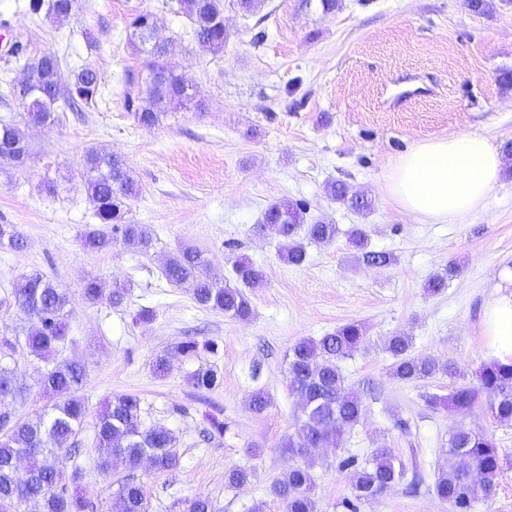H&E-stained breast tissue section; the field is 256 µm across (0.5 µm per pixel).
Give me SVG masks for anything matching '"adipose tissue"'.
I'll return each instance as SVG.
<instances>
[{"label":"adipose tissue","instance_id":"1","mask_svg":"<svg viewBox=\"0 0 512 512\" xmlns=\"http://www.w3.org/2000/svg\"><path fill=\"white\" fill-rule=\"evenodd\" d=\"M502 160L479 134H452L412 146L390 165L387 189L424 221L453 223L478 212L495 190ZM492 361L512 363V292L484 311Z\"/></svg>","mask_w":512,"mask_h":512}]
</instances>
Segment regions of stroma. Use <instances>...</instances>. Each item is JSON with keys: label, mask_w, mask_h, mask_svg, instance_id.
I'll list each match as a JSON object with an SVG mask.
<instances>
[{"label": "stroma", "mask_w": 512, "mask_h": 512, "mask_svg": "<svg viewBox=\"0 0 512 512\" xmlns=\"http://www.w3.org/2000/svg\"><path fill=\"white\" fill-rule=\"evenodd\" d=\"M175 0H77L64 21L30 19L25 0H0V121L22 122L10 95L23 72L8 52L19 41L30 57L59 60L60 84L77 67H95L103 83L97 105L65 111L51 126L27 130L29 159L17 168L0 160V224L18 225L27 245L0 249V338L13 337L21 315L11 295L20 275L39 271L71 299L68 341L62 357L84 361L82 395L87 416L78 443L57 459L76 485L87 512H111L127 478L143 484L149 512H186L188 502L209 497L216 512H283L270 492L290 460L282 445L300 410L288 390V351L298 340L318 338L357 322L369 346L340 364L346 385L359 392L364 412L341 447L318 449L312 459L319 512H350L353 456L369 459L391 448L406 477H421L417 493L398 484L357 512H450L434 492L448 436L458 425L488 431L508 462L492 500L474 512H512V424L492 420L484 404L451 414L426 406L427 394L448 395L445 376L400 382L390 375L381 345L388 336L413 339L414 354L452 361L473 381L488 359L483 312L512 283V175H502L484 208L452 224L420 221L388 194V164L414 144L455 133H476L493 146L512 143V0H489L486 14L464 0H337L326 12L320 0H262L255 12L224 0L227 40L223 52L203 47ZM157 19L158 35L173 44L172 60L193 85L187 107L169 112L158 126L137 125L123 105L126 90L145 89L149 71L129 40L136 14ZM123 156L140 186L130 219L146 225L150 254L122 243L85 252L80 235L96 224V208L78 176L86 149ZM371 199L358 212L331 201L328 182ZM54 190H47V183ZM304 206L305 223L336 225L333 243L309 244L307 260L293 266L279 255L274 229L256 226L272 203ZM366 225L371 249L394 261L369 267L355 257L346 232ZM200 249L219 278L230 277L236 257L261 265L266 278L248 289L250 320L201 308L161 275L163 256L178 247ZM457 273L437 295L426 282L448 265ZM104 286H129L122 305L82 298L87 275ZM155 312L152 322L136 317ZM215 341L218 354H177L184 341ZM171 365L156 375V355ZM25 400L9 402L19 418L49 412L53 404L37 380L46 367L22 347L10 362ZM216 368L218 387L186 384L188 372ZM264 391L268 408L254 413L249 395ZM121 394L140 397L145 426L173 430L177 469L157 473L115 464L98 471L94 434L103 402ZM224 423L211 433L209 417ZM408 423L396 427L397 419ZM255 468L250 483L231 487L230 467Z\"/></svg>", "instance_id": "obj_1"}]
</instances>
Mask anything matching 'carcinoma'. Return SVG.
Instances as JSON below:
<instances>
[{"label":"carcinoma","mask_w":512,"mask_h":512,"mask_svg":"<svg viewBox=\"0 0 512 512\" xmlns=\"http://www.w3.org/2000/svg\"><path fill=\"white\" fill-rule=\"evenodd\" d=\"M71 0H28L33 16L41 12L57 20L68 18ZM180 11L192 24L194 38L213 52L224 50L227 38L224 29V0H177ZM150 14L140 13L129 21L130 40L139 53L147 57L150 81L146 90L124 96V107L137 125L151 128L168 112L182 108L191 101L189 81L173 65L168 44L155 37ZM17 63L31 71L32 81L25 103L26 125H51L62 107L82 112L97 104L101 95L98 71L88 65L78 68L71 76L67 89L60 88L59 62L51 52L29 60L26 49L16 48ZM29 147L25 130L15 123H0V158L19 167L26 162ZM79 176L86 192L96 204L99 223L81 237L83 249L95 253L121 241L141 253L154 249L153 237L143 224L129 218L130 201L140 193L130 167L121 157L97 148L86 150ZM328 195L349 207L365 211L371 204L362 197L348 195L347 187L332 182ZM261 223L275 224L282 238L281 258L290 265L300 266L307 258L306 242L330 244L336 238L334 224L303 223L301 207L289 202H276L263 213ZM348 241L358 258L370 266H386L392 256L385 251L369 248L366 230L356 225L348 231ZM0 247L21 249L23 234L15 224H0ZM166 281L185 289L203 308L222 313L233 319L247 320L252 315L246 289L265 278L264 269L245 257L234 261L231 278L219 280L210 275L203 254L192 247L177 249L162 261ZM128 286L114 283L104 293L96 277L84 281L82 296L95 304L108 298L120 305ZM12 296L23 316L24 337L0 341V358L11 357L15 346L24 344L38 359L53 360L38 379L42 392L55 399L51 411L36 419L22 420L9 412L0 411V512H19L21 506L31 512H85L86 502L71 493L63 472L54 460L74 444L81 432L87 407L81 391L87 380L86 365L56 355L63 349L69 332V295L38 271L23 274L12 285ZM368 345L364 327L356 322L345 324L319 339H301L288 352V388L299 400L302 418L294 434L288 436L285 447L294 463L274 479L270 489L280 500L284 512H317L314 498L315 480L308 459L324 445L340 447L346 435L358 425L363 413L361 397L345 387L339 363L351 358ZM213 355L218 345L213 341L182 342L176 351L194 355L199 350ZM383 352L391 359L390 375L401 382H417L437 374L451 379L459 371L451 361L412 353V337L394 335L387 339ZM218 382L217 372L200 369L187 375V384L194 388H212ZM12 368L0 362V405L22 395ZM487 395V410L493 420L512 423V364L495 362L482 365L475 382L460 385L446 396L428 394L425 403L435 409L443 407L450 413H461ZM99 470L107 474L116 462L129 469L140 467L143 459L152 461L155 471L168 472L178 467L175 451L177 437L165 427L146 428L142 422L141 400L125 394L108 402L101 410L96 425ZM29 451L34 452L30 468L22 473L16 461ZM447 465L438 468L434 490L438 498L448 503L452 512H472L474 504L490 500L496 492V480L503 470V458L492 435L465 426L453 429L445 451ZM405 469L391 449H375L370 460L356 465L352 478V495L358 502L368 501L393 485L403 481ZM256 477L249 467L235 466L225 472V481L240 486ZM112 512H148L143 485L134 481L122 483L113 498Z\"/></svg>","instance_id":"carcinoma-1"}]
</instances>
